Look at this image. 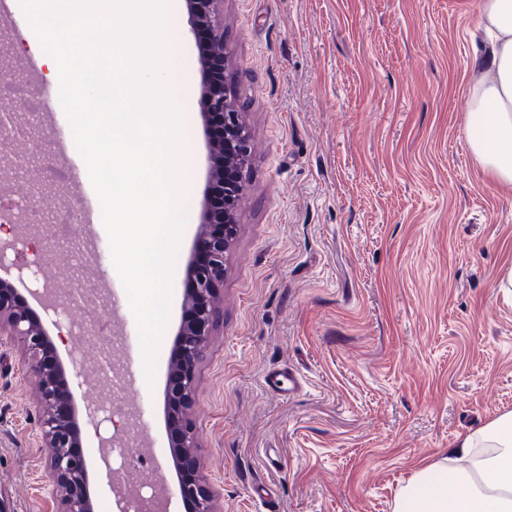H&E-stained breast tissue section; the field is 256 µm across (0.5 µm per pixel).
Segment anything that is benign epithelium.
<instances>
[{"instance_id":"benign-epithelium-1","label":"benign epithelium","mask_w":512,"mask_h":512,"mask_svg":"<svg viewBox=\"0 0 512 512\" xmlns=\"http://www.w3.org/2000/svg\"><path fill=\"white\" fill-rule=\"evenodd\" d=\"M191 16L192 34L202 48L201 95L208 111L204 118L227 116V141L209 140L210 160L208 190L202 204L198 236L206 239L207 262L197 266L188 262V275L194 288L184 298L189 318L177 333L171 388L166 393L167 428L171 456L181 474L179 490L190 512H215V495L199 474L194 448L193 424L186 411L198 383L199 365L220 318L218 295L224 286V262L230 242L237 233V209L242 184L224 182V169L236 167L245 172L250 163V139L236 100L224 95L223 81L211 79L224 74V0H186ZM9 238L0 237V251L17 249L27 237L26 226L14 224L3 228ZM22 282L17 269L0 264V344L7 342L18 349L24 366L38 379L37 428L40 436L43 476L52 487L55 512H95L89 487L90 465L105 471L111 485L119 474L99 456L89 462L80 447L83 439L79 425L80 410L70 388L67 369L61 359L49 362L47 348L54 345L39 313L48 309V290L17 293Z\"/></svg>"}]
</instances>
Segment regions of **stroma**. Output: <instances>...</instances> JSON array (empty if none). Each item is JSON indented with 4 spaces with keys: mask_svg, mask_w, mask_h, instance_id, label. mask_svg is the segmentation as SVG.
<instances>
[{
    "mask_svg": "<svg viewBox=\"0 0 512 512\" xmlns=\"http://www.w3.org/2000/svg\"><path fill=\"white\" fill-rule=\"evenodd\" d=\"M182 96L188 221L154 381L130 366L168 480V363L208 186L200 53L185 0H163ZM479 0H224L225 76L252 142L220 294L222 319L189 416L219 512H393L419 464L512 412V188L465 137L481 73ZM17 141L68 133L46 92ZM129 353L136 322L113 263ZM294 372L301 390L267 388ZM37 382L0 347V512H55L39 466Z\"/></svg>",
    "mask_w": 512,
    "mask_h": 512,
    "instance_id": "1",
    "label": "stroma"
}]
</instances>
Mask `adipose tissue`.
<instances>
[{"label": "adipose tissue", "mask_w": 512, "mask_h": 512, "mask_svg": "<svg viewBox=\"0 0 512 512\" xmlns=\"http://www.w3.org/2000/svg\"><path fill=\"white\" fill-rule=\"evenodd\" d=\"M483 77L471 90L467 146L487 177L512 186V0H480ZM394 512H512V412L461 436L447 456L421 463Z\"/></svg>", "instance_id": "1"}]
</instances>
